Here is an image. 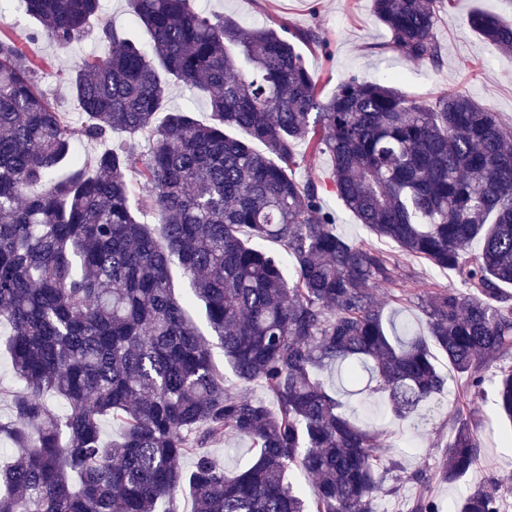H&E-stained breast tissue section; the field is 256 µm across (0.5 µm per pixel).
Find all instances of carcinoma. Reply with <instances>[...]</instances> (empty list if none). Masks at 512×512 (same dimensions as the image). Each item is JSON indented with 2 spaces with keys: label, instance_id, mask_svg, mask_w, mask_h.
Instances as JSON below:
<instances>
[{
  "label": "carcinoma",
  "instance_id": "carcinoma-1",
  "mask_svg": "<svg viewBox=\"0 0 512 512\" xmlns=\"http://www.w3.org/2000/svg\"><path fill=\"white\" fill-rule=\"evenodd\" d=\"M21 2L38 26L0 23V328L10 329L23 383L12 420L0 421L15 447L0 465V512H174L185 489L195 512H376L381 493L399 491L384 487L399 464L319 372L343 365L356 382L368 368L371 393L406 420L447 383L433 346L464 378L463 399L448 440L434 444L437 461L408 479L463 482L483 449L475 399L512 352V127L463 92L426 108L392 81L350 76L323 97L297 50L327 51L314 27L248 32L191 0H126L149 35L143 44L100 21L101 0ZM444 2L374 0V11L391 48L434 62ZM468 23L512 50V26L496 16L473 12ZM89 36L109 50L84 57L64 81L81 137L102 144L91 164L38 84L47 61L24 50ZM175 84L208 99V121L190 110L157 121ZM144 130L145 155L112 143L117 131ZM299 142L330 156L329 182L360 223L454 274L457 284L423 299L426 330L396 334L375 297L394 281L391 257L338 237L323 182L288 175ZM175 265L205 307L227 376L175 292ZM229 377L262 384L276 410L232 394ZM495 386L497 411L512 421V366H498ZM48 394L65 401L64 413ZM107 417L122 424L109 446ZM227 432L254 444L242 470L208 451ZM190 452L185 472L178 462ZM294 463L316 481L311 504L285 479ZM511 494L512 477L493 480L452 512H501ZM408 512L442 506L421 494Z\"/></svg>",
  "mask_w": 512,
  "mask_h": 512
}]
</instances>
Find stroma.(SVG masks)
Returning a JSON list of instances; mask_svg holds the SVG:
<instances>
[{"mask_svg": "<svg viewBox=\"0 0 512 512\" xmlns=\"http://www.w3.org/2000/svg\"><path fill=\"white\" fill-rule=\"evenodd\" d=\"M193 5L228 15L247 30L265 27L273 20L300 28L318 25L328 41V50L305 47L301 53L309 70L321 77L324 95L334 94L337 85L350 76L378 82L395 75L401 91L420 105L431 107L441 93L463 91L512 127V52L484 42L466 22L469 13L483 12L512 24V0H450L440 13L435 32L442 47V56L435 63L410 61L387 48L388 32L374 12L373 0H193ZM25 50L52 59L53 66L43 74L42 85L60 103L72 127H79L81 118L63 75L84 56L101 52V45L87 38L61 49L44 39L26 45ZM322 200L325 208L338 215L334 227L337 235L352 243L379 244L393 255L400 277L395 283L377 288L376 298L396 326L425 330L426 317L417 296L452 283L453 275L426 260L402 255L395 243L378 240L369 227L344 208L332 190H324ZM320 378L348 405L356 421L377 426L383 432V442L395 447L394 457L405 481L398 497L378 498L377 512H405V499L423 492L444 504L454 503L460 488L435 480L422 486L410 482L409 477L433 465V445L448 432V414L461 389L460 377H450L445 395L426 406L420 422L400 421L384 414L381 402L370 396L367 382L348 385L333 368L324 369ZM495 398L494 384L485 383L478 400L484 448L465 479L469 488L492 478L512 476V424L495 414Z\"/></svg>", "mask_w": 512, "mask_h": 512, "instance_id": "35a3bbf8", "label": "stroma"}]
</instances>
